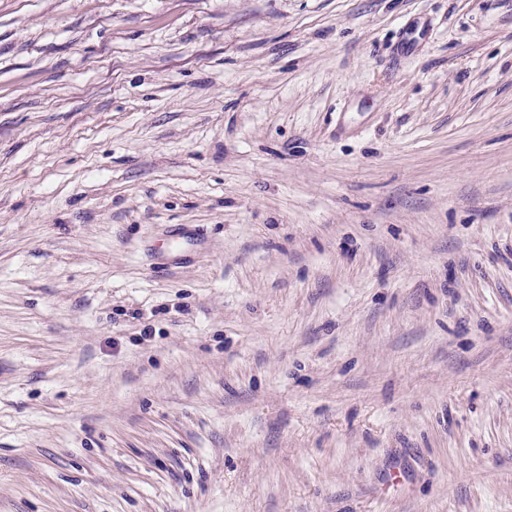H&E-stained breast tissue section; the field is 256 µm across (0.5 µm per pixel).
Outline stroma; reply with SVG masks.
<instances>
[{"mask_svg":"<svg viewBox=\"0 0 512 512\" xmlns=\"http://www.w3.org/2000/svg\"><path fill=\"white\" fill-rule=\"evenodd\" d=\"M0 512H512V0H0Z\"/></svg>","mask_w":512,"mask_h":512,"instance_id":"35a3bbf8","label":"stroma"}]
</instances>
